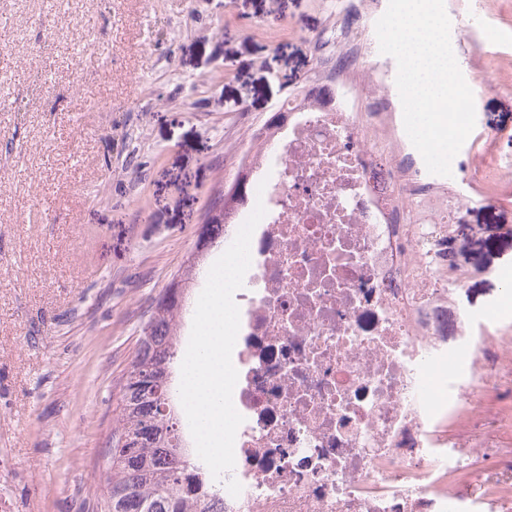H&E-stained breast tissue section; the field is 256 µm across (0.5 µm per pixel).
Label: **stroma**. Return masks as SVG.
<instances>
[{"mask_svg": "<svg viewBox=\"0 0 512 512\" xmlns=\"http://www.w3.org/2000/svg\"><path fill=\"white\" fill-rule=\"evenodd\" d=\"M335 0H0V512H93L120 382L155 298L248 142L309 72ZM468 85L462 154L512 144V0H445ZM278 30L270 39L268 30ZM448 260L471 272L448 311L512 327V190L461 185ZM512 409L489 394L465 439Z\"/></svg>", "mask_w": 512, "mask_h": 512, "instance_id": "35a3bbf8", "label": "stroma"}]
</instances>
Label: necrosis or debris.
<instances>
[{"instance_id":"obj_1","label":"necrosis or debris","mask_w":512,"mask_h":512,"mask_svg":"<svg viewBox=\"0 0 512 512\" xmlns=\"http://www.w3.org/2000/svg\"><path fill=\"white\" fill-rule=\"evenodd\" d=\"M385 10L347 0L314 39L312 71L278 101L285 118L256 164L239 153L247 189L225 243L256 203L267 213L235 294L244 422L224 512H512L501 443L512 419L448 437L449 415L475 396L512 397V358L484 365L470 313L456 346L441 332L466 280L444 252L466 206L454 182H481L483 167L427 171L398 101L364 65ZM453 475L470 476L471 492L456 494Z\"/></svg>"}]
</instances>
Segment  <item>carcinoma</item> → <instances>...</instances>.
<instances>
[{
    "mask_svg": "<svg viewBox=\"0 0 512 512\" xmlns=\"http://www.w3.org/2000/svg\"><path fill=\"white\" fill-rule=\"evenodd\" d=\"M181 313L179 304L154 301L138 340L121 387L100 512H224L212 474L189 452L176 454L189 429L170 383Z\"/></svg>",
    "mask_w": 512,
    "mask_h": 512,
    "instance_id": "cac0c4a2",
    "label": "carcinoma"
}]
</instances>
